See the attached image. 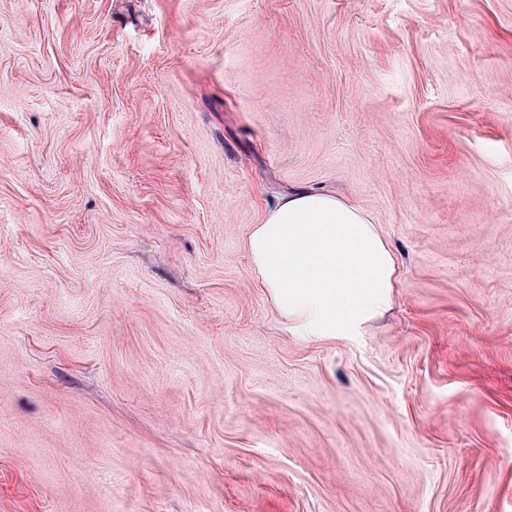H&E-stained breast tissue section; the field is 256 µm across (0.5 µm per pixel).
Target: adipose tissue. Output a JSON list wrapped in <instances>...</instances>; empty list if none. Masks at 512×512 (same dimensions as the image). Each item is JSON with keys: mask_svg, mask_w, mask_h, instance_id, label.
Here are the masks:
<instances>
[{"mask_svg": "<svg viewBox=\"0 0 512 512\" xmlns=\"http://www.w3.org/2000/svg\"><path fill=\"white\" fill-rule=\"evenodd\" d=\"M251 283L296 336L360 335L391 306L399 260L359 203L302 189L265 207L243 240Z\"/></svg>", "mask_w": 512, "mask_h": 512, "instance_id": "ef3b65f1", "label": "adipose tissue"}]
</instances>
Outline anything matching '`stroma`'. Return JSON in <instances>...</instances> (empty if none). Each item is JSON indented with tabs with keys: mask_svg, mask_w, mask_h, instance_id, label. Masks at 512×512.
Listing matches in <instances>:
<instances>
[{
	"mask_svg": "<svg viewBox=\"0 0 512 512\" xmlns=\"http://www.w3.org/2000/svg\"><path fill=\"white\" fill-rule=\"evenodd\" d=\"M300 188L363 335L250 284ZM0 512H512V0H0ZM251 283L293 336H359L400 284L399 260L359 203L302 189L266 206L243 240Z\"/></svg>",
	"mask_w": 512,
	"mask_h": 512,
	"instance_id": "obj_1",
	"label": "stroma"
}]
</instances>
